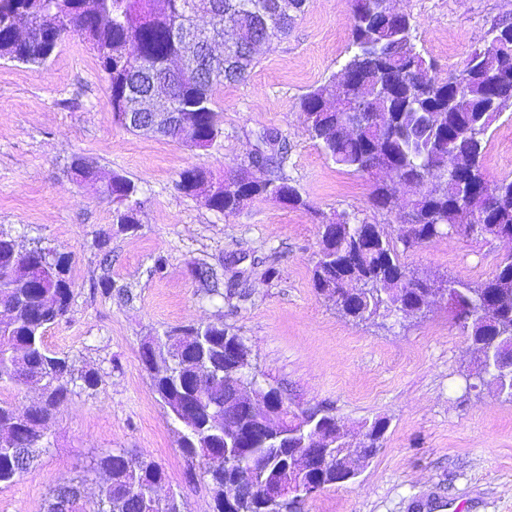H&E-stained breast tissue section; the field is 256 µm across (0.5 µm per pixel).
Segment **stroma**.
I'll return each mask as SVG.
<instances>
[{
	"label": "stroma",
	"instance_id": "35a3bbf8",
	"mask_svg": "<svg viewBox=\"0 0 512 512\" xmlns=\"http://www.w3.org/2000/svg\"><path fill=\"white\" fill-rule=\"evenodd\" d=\"M410 17L418 45L441 77L457 72L484 43L512 0H392ZM350 0H307L280 42L262 47L243 81L218 87L223 136L206 149L128 131L112 120L108 84L79 38H65L42 66L0 60V235H26L73 255L74 298L44 335L98 376L55 414L51 444L36 465L0 485V512H44L49 491L81 475L112 449L150 456L164 469V491L184 512H211L199 468L178 445V425L139 360L142 343L174 327L222 321L243 336L263 379L293 406L330 409L349 427L389 423L383 447L356 479L322 488L299 512H512V402L461 373L474 355L444 304L424 318L382 329L340 317L316 294L312 268L315 212L357 214L401 227V209L370 201L371 177L337 166L311 138L299 101L338 72L347 57ZM288 144L284 171L312 211L256 199L237 214L208 209L177 188L180 173L213 175L246 166L260 132ZM483 173L512 178V109L489 131ZM127 176L139 187L136 230L113 233L112 206L92 186L71 180L74 157ZM502 244L438 237L408 251L420 270L479 281ZM164 256V275L151 273ZM223 275V295H207L198 264ZM113 294H105L103 282Z\"/></svg>",
	"mask_w": 512,
	"mask_h": 512
}]
</instances>
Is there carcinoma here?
<instances>
[{
    "instance_id": "cac0c4a2",
    "label": "carcinoma",
    "mask_w": 512,
    "mask_h": 512,
    "mask_svg": "<svg viewBox=\"0 0 512 512\" xmlns=\"http://www.w3.org/2000/svg\"><path fill=\"white\" fill-rule=\"evenodd\" d=\"M351 51L346 66L359 79L345 89V105L336 106V76H331L300 98L308 118L307 129L336 165L372 175L374 157L380 158L385 177L372 183L371 204L389 211L395 204V186L409 194L403 223L410 230L392 238L381 224L357 221L341 224L319 214L317 261L312 281L316 292L332 302L337 313L354 322L387 327L390 312L409 309L426 317L430 279L402 259V251L433 238L451 236L500 240L511 238L488 278L471 282L456 277L439 280L450 302L448 313L476 353L474 366L463 378L476 376L482 385L512 400V390L488 376L491 359L503 372L512 371V178L489 183L482 172L488 133L493 122L512 105V16L496 19L491 27L504 34L496 45L485 44L470 54L461 72L442 78L436 64L414 43V26L404 14L393 16L386 0H350ZM306 0H0V56L11 61L42 65L54 53L55 38L76 35L94 52L106 74L113 121L136 131L124 121L136 111L138 93L161 78L177 62V92L156 103L158 112L182 115L180 129H160L153 135L199 148L204 137L214 144L223 134L214 90L245 78L257 46L288 35ZM210 17L206 34L216 71L204 81L182 65L190 43L201 32L198 18ZM504 76L495 103L488 95L486 77ZM350 104L388 112L383 132L366 128L367 113L352 112ZM273 151L255 154L246 170L234 173L235 191L205 202L225 216L239 212L257 198H272L288 189V205H310L284 173L288 144L273 132ZM75 179L92 186L112 202L117 231L138 224L129 217L137 209V185L118 173L100 183L101 171L82 157L70 164ZM480 214V223H463L464 211ZM20 250L17 241L0 235V309L9 322L0 327V387L21 390L35 385L39 401L24 407L0 399V485L27 471L49 447L57 406L75 389H91L98 376L75 368L64 354L49 350L44 334L68 314L73 299L71 256L55 248ZM194 275L210 294H220L214 270L202 264ZM240 341L236 373H256L251 352L242 337L220 323L173 328L154 341V362L141 365L155 393L173 420L181 423L182 454L203 470L212 498V512H224V486L250 470L264 494L240 502L235 512H289L288 502L270 496L290 463L292 449L317 425L312 422L288 444H260L246 434L236 443L224 440V429L212 423L210 411L224 402V338ZM198 425L208 447L192 448L195 436L184 420ZM388 421L375 418L360 430L370 436L357 457L339 453L324 469L310 476L325 485L336 483V471L346 467L358 477L383 446ZM85 473H100L97 496H85L86 479L79 477L52 489L45 512H65L64 503H76L72 512H179L177 496L158 494L165 481L163 469L142 454L123 449L92 458Z\"/></svg>"
}]
</instances>
